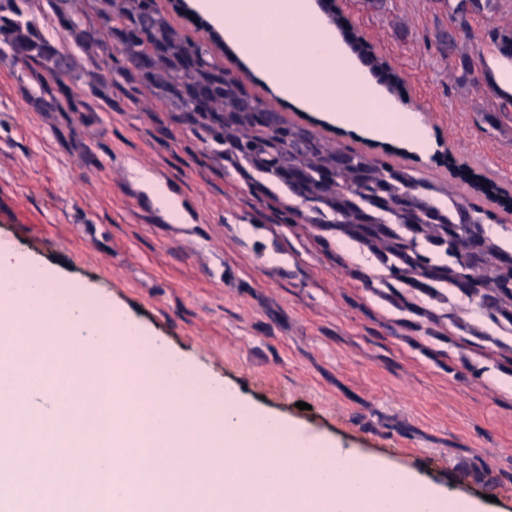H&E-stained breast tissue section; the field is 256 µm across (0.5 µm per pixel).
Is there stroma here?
Returning <instances> with one entry per match:
<instances>
[{"label":"stroma","instance_id":"obj_1","mask_svg":"<svg viewBox=\"0 0 512 512\" xmlns=\"http://www.w3.org/2000/svg\"><path fill=\"white\" fill-rule=\"evenodd\" d=\"M343 15L388 63L372 83L398 81L390 98L420 113L433 152L400 139L375 148L367 130L338 133L278 95L283 119L454 183L512 228V112L463 65L498 61L488 31L512 24V0L460 30L442 0H344ZM451 28L461 51L446 58L436 38ZM70 87L85 112L38 111L27 69L0 56V243L81 281L254 404L512 512V376L495 346L446 323L435 336L409 330L336 267L316 230L276 223L275 202L225 172L149 92L133 101L81 78ZM475 177L495 199L473 191ZM158 186L174 213L157 205Z\"/></svg>","mask_w":512,"mask_h":512}]
</instances>
